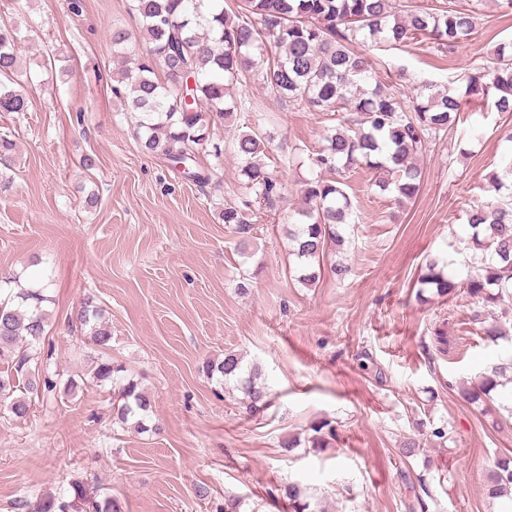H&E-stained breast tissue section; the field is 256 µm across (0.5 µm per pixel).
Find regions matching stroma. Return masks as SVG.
Instances as JSON below:
<instances>
[{"label":"stroma","mask_w":512,"mask_h":512,"mask_svg":"<svg viewBox=\"0 0 512 512\" xmlns=\"http://www.w3.org/2000/svg\"><path fill=\"white\" fill-rule=\"evenodd\" d=\"M68 2L25 0L18 13L14 0H0V17L29 32L24 68H36L47 50L58 58L27 112L0 117L18 144L14 167H0L12 184L0 193V277L52 268L42 373L60 384L34 398L26 419L0 418V512H25L75 482L118 500L122 512H215L230 494L241 512H289L282 488L291 482L306 487L316 512H408L418 483L429 492L428 512H512L485 491L496 460L512 455V415L459 392L512 356V310L462 292L417 297L430 259L459 281L482 265L465 214L488 200L490 175L512 160L503 137L512 116L452 77L512 40V11L482 0L475 34L449 55L422 38L373 47L389 90L412 101L450 86L466 109L431 142L415 199L398 203L374 186L370 170L347 173L353 215L342 227V258L351 273L340 281L325 269L308 287L288 229L327 116L282 105L260 79L247 80L233 94L251 109L217 128L224 158L202 156L215 172L198 185L142 152L112 92L120 61L113 27L131 32L128 54L147 50L130 0H81L77 15ZM269 120L275 139L265 171L280 183L281 200L256 211L243 247L222 220L225 206L248 194L232 143L243 125ZM86 156L93 169L81 166ZM93 193L98 200L87 205ZM89 296L106 311L110 349L89 346L70 327ZM477 313L498 318L507 339L484 341ZM439 329L454 342L444 353L435 348ZM83 349L141 382L159 433L113 425L109 387L88 381L64 393L62 382L84 370ZM229 351L262 365L267 406L246 412L207 377L204 361ZM323 421L335 440L309 447L312 426ZM437 428L445 438L434 436ZM410 438L420 449L405 458ZM199 485L208 499L197 498Z\"/></svg>","instance_id":"obj_1"}]
</instances>
